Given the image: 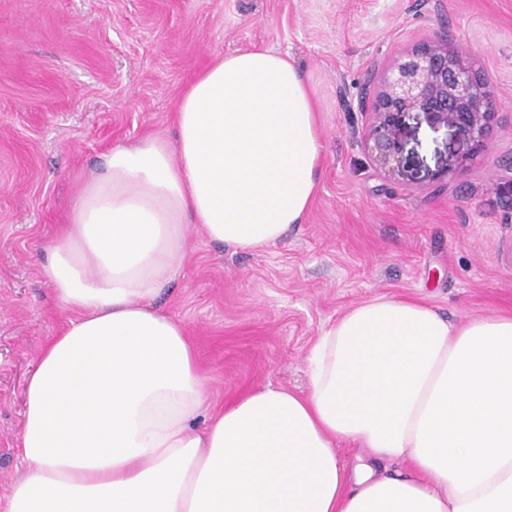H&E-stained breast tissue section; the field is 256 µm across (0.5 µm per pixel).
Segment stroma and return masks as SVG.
<instances>
[{"instance_id":"obj_1","label":"stroma","mask_w":512,"mask_h":512,"mask_svg":"<svg viewBox=\"0 0 512 512\" xmlns=\"http://www.w3.org/2000/svg\"><path fill=\"white\" fill-rule=\"evenodd\" d=\"M0 0V498L21 474L23 390L66 315L36 245L112 146L172 130L186 84L225 54L292 55L318 110L324 162L300 230L260 251L190 232L164 298L210 403L267 383L304 393L316 337L357 303L414 298L449 319L512 311V0ZM478 54L497 92L491 153L405 118L407 175L364 151L371 71L436 33ZM463 167L439 177L448 157Z\"/></svg>"}]
</instances>
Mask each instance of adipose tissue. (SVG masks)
<instances>
[{"label":"adipose tissue","mask_w":512,"mask_h":512,"mask_svg":"<svg viewBox=\"0 0 512 512\" xmlns=\"http://www.w3.org/2000/svg\"><path fill=\"white\" fill-rule=\"evenodd\" d=\"M322 162L298 66L263 48L194 77L173 139L109 151L40 248L67 319L27 378L23 473L0 512H512V313L452 323L364 300L317 336L308 393L268 383L211 411L185 327L158 306L188 231L283 243ZM397 458L404 472H381Z\"/></svg>","instance_id":"ef3b65f1"}]
</instances>
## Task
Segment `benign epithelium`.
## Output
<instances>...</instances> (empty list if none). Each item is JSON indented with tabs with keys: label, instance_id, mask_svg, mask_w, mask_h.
<instances>
[{
	"label": "benign epithelium",
	"instance_id": "1",
	"mask_svg": "<svg viewBox=\"0 0 512 512\" xmlns=\"http://www.w3.org/2000/svg\"><path fill=\"white\" fill-rule=\"evenodd\" d=\"M493 86L480 59L444 37L397 53L374 88L365 148L390 178L404 175L405 117L422 116L432 128L455 125L468 133L476 153L492 150L497 122Z\"/></svg>",
	"mask_w": 512,
	"mask_h": 512
}]
</instances>
